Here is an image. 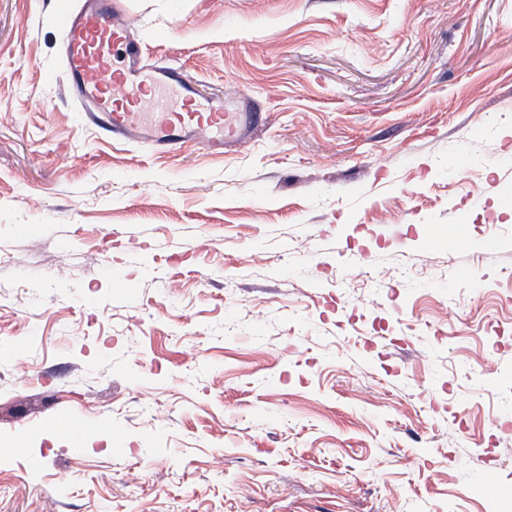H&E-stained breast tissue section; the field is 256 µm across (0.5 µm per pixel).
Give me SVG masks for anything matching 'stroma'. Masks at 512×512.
<instances>
[{
	"label": "stroma",
	"mask_w": 512,
	"mask_h": 512,
	"mask_svg": "<svg viewBox=\"0 0 512 512\" xmlns=\"http://www.w3.org/2000/svg\"><path fill=\"white\" fill-rule=\"evenodd\" d=\"M264 129L83 126L0 0V512H512V0H122Z\"/></svg>",
	"instance_id": "35a3bbf8"
}]
</instances>
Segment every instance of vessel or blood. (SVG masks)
<instances>
[{
  "mask_svg": "<svg viewBox=\"0 0 512 512\" xmlns=\"http://www.w3.org/2000/svg\"><path fill=\"white\" fill-rule=\"evenodd\" d=\"M120 13V0H86L64 21L68 83L89 126L163 153L187 142L220 152L250 136L259 112L201 100L178 67L147 60Z\"/></svg>",
  "mask_w": 512,
  "mask_h": 512,
  "instance_id": "obj_1",
  "label": "vessel or blood"
}]
</instances>
